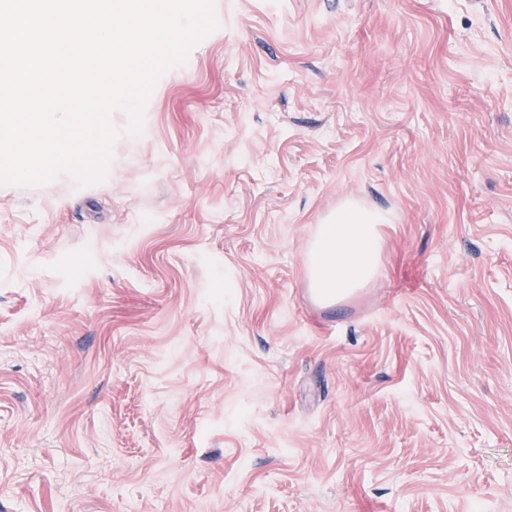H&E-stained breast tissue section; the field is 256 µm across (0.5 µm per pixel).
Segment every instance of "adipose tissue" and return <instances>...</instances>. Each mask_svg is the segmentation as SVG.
<instances>
[{
	"mask_svg": "<svg viewBox=\"0 0 512 512\" xmlns=\"http://www.w3.org/2000/svg\"><path fill=\"white\" fill-rule=\"evenodd\" d=\"M384 214L342 207L323 225L307 264L313 287L330 298L351 295L380 274Z\"/></svg>",
	"mask_w": 512,
	"mask_h": 512,
	"instance_id": "ef3b65f1",
	"label": "adipose tissue"
}]
</instances>
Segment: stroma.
<instances>
[{
    "label": "stroma",
    "mask_w": 512,
    "mask_h": 512,
    "mask_svg": "<svg viewBox=\"0 0 512 512\" xmlns=\"http://www.w3.org/2000/svg\"><path fill=\"white\" fill-rule=\"evenodd\" d=\"M215 7L104 182L0 186V512H512V0ZM388 221L379 212L342 207L323 224L307 258L313 288L336 301L353 294L380 274L381 234ZM316 302V301H315Z\"/></svg>",
    "instance_id": "stroma-1"
}]
</instances>
